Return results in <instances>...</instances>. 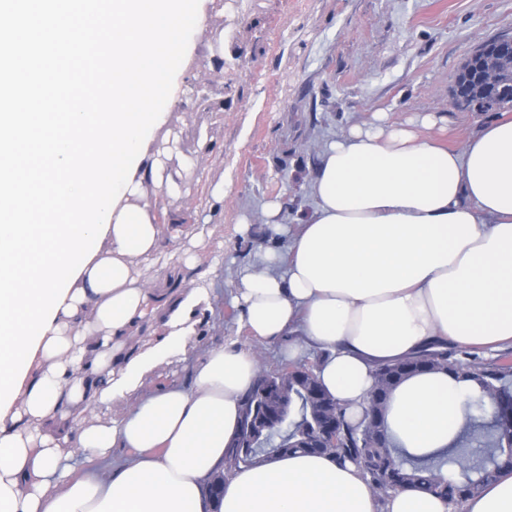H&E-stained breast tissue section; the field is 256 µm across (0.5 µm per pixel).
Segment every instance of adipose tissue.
Instances as JSON below:
<instances>
[{
	"instance_id": "adipose-tissue-1",
	"label": "adipose tissue",
	"mask_w": 512,
	"mask_h": 512,
	"mask_svg": "<svg viewBox=\"0 0 512 512\" xmlns=\"http://www.w3.org/2000/svg\"><path fill=\"white\" fill-rule=\"evenodd\" d=\"M416 127L370 123L319 156L313 214L285 255L240 271L230 290L251 345H201L209 270L188 243L205 227L145 193L177 197L168 163L202 174L207 151L176 157L155 128L97 253L70 287L21 389L0 418V512H512V471L460 508L415 488L378 498L361 468L318 454L277 455L235 470L221 500L207 485L224 466L240 397L259 372L255 344L316 358L331 396L357 417L378 366L433 347L512 346V116L482 124L461 147ZM173 247L162 281L134 266ZM196 349L189 382L149 383L162 360ZM462 383L407 379L389 420L403 448H447L465 422ZM106 422L89 425V408ZM87 466L73 472L68 460Z\"/></svg>"
}]
</instances>
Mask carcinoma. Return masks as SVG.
I'll return each instance as SVG.
<instances>
[{
  "label": "carcinoma",
  "instance_id": "cac0c4a2",
  "mask_svg": "<svg viewBox=\"0 0 512 512\" xmlns=\"http://www.w3.org/2000/svg\"><path fill=\"white\" fill-rule=\"evenodd\" d=\"M453 93L459 103L473 109L485 105L486 94L470 93L459 79ZM430 373L449 374L466 383V422L445 450L413 456L401 448L388 422L390 401L405 380ZM509 375L511 365L488 362L465 349H423L376 369L377 386L358 422L348 421L323 386L290 381L287 402L297 406L298 417L272 425L263 438L251 442L246 438L251 417L264 414L280 392L273 373L265 371L240 398L238 440L235 447L225 449L224 462L233 471L276 454L326 455L358 465L382 498L396 488L421 487L459 504L501 470H512V451L506 450L512 442L505 416L512 404V386L504 383ZM447 467L458 470L459 476L442 478Z\"/></svg>",
  "mask_w": 512,
  "mask_h": 512
}]
</instances>
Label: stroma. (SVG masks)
<instances>
[{"mask_svg": "<svg viewBox=\"0 0 512 512\" xmlns=\"http://www.w3.org/2000/svg\"><path fill=\"white\" fill-rule=\"evenodd\" d=\"M211 19L230 50L197 58L190 93L166 103L181 131V150L210 153L204 176L193 180L181 205L209 225L202 261L224 252L210 288L221 317L206 336L220 346L245 339L229 284L267 252H286L291 234L313 211L311 184L322 149L354 125L383 112L406 123L434 112L443 121L429 135L458 147L487 120L454 104L457 75L477 47L512 35V0H227ZM224 184L223 204L210 189ZM279 201L277 224L261 213ZM255 215L241 231L243 215Z\"/></svg>", "mask_w": 512, "mask_h": 512, "instance_id": "stroma-1", "label": "stroma"}]
</instances>
